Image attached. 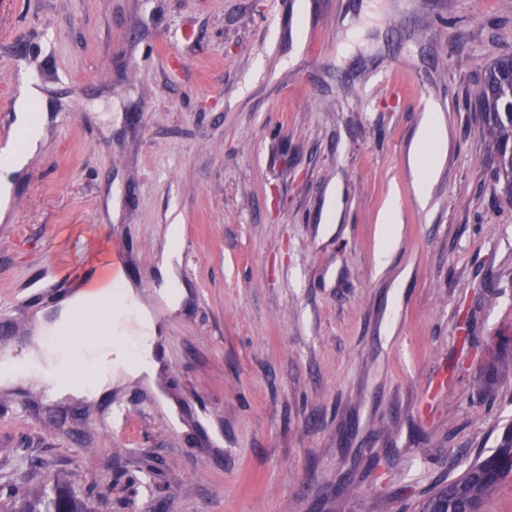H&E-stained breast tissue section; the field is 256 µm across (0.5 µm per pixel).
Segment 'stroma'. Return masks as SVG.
<instances>
[{
    "label": "stroma",
    "mask_w": 512,
    "mask_h": 512,
    "mask_svg": "<svg viewBox=\"0 0 512 512\" xmlns=\"http://www.w3.org/2000/svg\"><path fill=\"white\" fill-rule=\"evenodd\" d=\"M508 54L512 0H0V136L20 139L28 83L48 112L0 214V318L55 305L130 247L180 408L170 422L137 381L98 402L0 388V485L59 476L108 512H413L493 448L512 374L489 398L474 379L512 334V207L465 97ZM430 111L447 145L422 201ZM173 224L175 313L159 299ZM31 457L44 468L17 478ZM399 200L395 194H391L381 214L380 243L377 260L379 265H385L391 254L392 240L398 232Z\"/></svg>",
    "instance_id": "35a3bbf8"
}]
</instances>
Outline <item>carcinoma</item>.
I'll return each instance as SVG.
<instances>
[{"instance_id":"obj_1","label":"carcinoma","mask_w":512,"mask_h":512,"mask_svg":"<svg viewBox=\"0 0 512 512\" xmlns=\"http://www.w3.org/2000/svg\"><path fill=\"white\" fill-rule=\"evenodd\" d=\"M474 106L488 115V131L497 146L493 176L503 200L512 205V56L497 59L473 94ZM512 372V336L496 335L495 346L476 377L478 394L494 390V383ZM512 480V422L499 428L494 448L466 464L448 484L428 493L418 512H483L487 500ZM85 512V502L56 479L50 492L23 500L19 512Z\"/></svg>"}]
</instances>
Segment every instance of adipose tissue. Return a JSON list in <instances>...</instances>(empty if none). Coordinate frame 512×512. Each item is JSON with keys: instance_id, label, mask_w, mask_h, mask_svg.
Segmentation results:
<instances>
[{"instance_id": "adipose-tissue-1", "label": "adipose tissue", "mask_w": 512, "mask_h": 512, "mask_svg": "<svg viewBox=\"0 0 512 512\" xmlns=\"http://www.w3.org/2000/svg\"><path fill=\"white\" fill-rule=\"evenodd\" d=\"M37 96L36 88H28L15 104L16 124L27 137L28 147L26 153L0 159L2 190L10 189L12 174L24 168L36 150L42 120L31 103ZM86 292V286H78L53 311L37 313L34 331L41 345L30 357L36 374L51 383L58 400L98 398L129 380L154 384L160 367L154 356L159 324L131 282L121 281L116 306L100 319H86L81 309ZM64 330L72 336H100L104 342L82 359L71 361L56 341Z\"/></svg>"}]
</instances>
